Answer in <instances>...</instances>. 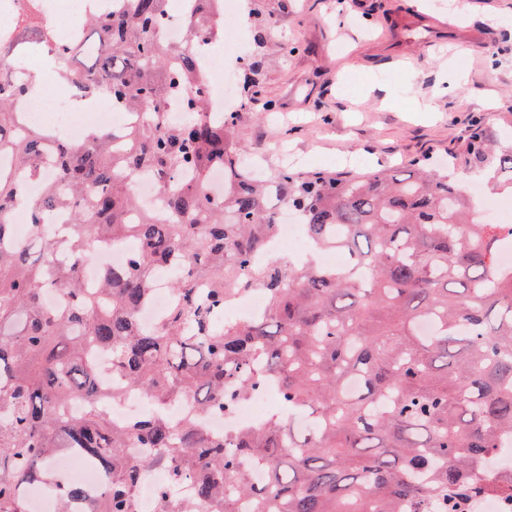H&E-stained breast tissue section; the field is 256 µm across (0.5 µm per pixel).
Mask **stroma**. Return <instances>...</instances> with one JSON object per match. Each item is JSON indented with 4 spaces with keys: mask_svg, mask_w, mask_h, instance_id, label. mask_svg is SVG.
I'll return each instance as SVG.
<instances>
[{
    "mask_svg": "<svg viewBox=\"0 0 512 512\" xmlns=\"http://www.w3.org/2000/svg\"><path fill=\"white\" fill-rule=\"evenodd\" d=\"M264 0L289 53L257 55L246 41L225 61L240 74L236 139L266 171L361 172L457 157L469 173L473 126L512 146V0ZM356 76L348 95L342 78Z\"/></svg>",
    "mask_w": 512,
    "mask_h": 512,
    "instance_id": "stroma-1",
    "label": "stroma"
}]
</instances>
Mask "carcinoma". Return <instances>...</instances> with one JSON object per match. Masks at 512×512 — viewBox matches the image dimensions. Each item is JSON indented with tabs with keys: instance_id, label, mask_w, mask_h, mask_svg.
I'll list each match as a JSON object with an SVG mask.
<instances>
[{
	"instance_id": "1",
	"label": "carcinoma",
	"mask_w": 512,
	"mask_h": 512,
	"mask_svg": "<svg viewBox=\"0 0 512 512\" xmlns=\"http://www.w3.org/2000/svg\"><path fill=\"white\" fill-rule=\"evenodd\" d=\"M198 2L186 28L213 45L223 0ZM168 5L91 9L107 50L82 69L69 68L72 46L57 50L65 77L135 115L126 131L93 130L76 145L29 128L12 103L30 78L0 73V154L15 160L14 173L0 170V512H29L24 489L54 484L58 512L75 502L83 512H137L136 486L155 467L171 484H193L189 500L159 488L158 512H241L246 500L254 512H467L484 493L512 500V469L487 471L500 439L512 438V271L497 262L512 232L476 220L462 181L435 164L253 176L234 139L238 113L205 115L193 45L174 61L158 38ZM39 15L29 0L6 26L36 47L51 37ZM253 15L263 45L271 23L260 4ZM172 96L182 118L169 122L161 113ZM469 149L478 175L512 193V150L478 132ZM45 158L57 179L30 198L24 182ZM214 166L224 168L217 201L206 190ZM140 173L164 179V204L134 222L129 180ZM275 204L299 215L317 248H342L348 265L253 267L276 233ZM19 208L37 234L20 244L9 223ZM56 211L70 214L67 232L40 236ZM128 237L140 250L86 290L78 263L90 245ZM163 269L177 305L144 328L139 312ZM228 273L266 292L264 315L222 323ZM206 278L213 287H196ZM52 289L67 306L45 303ZM99 353L119 379L110 392L96 381ZM267 376L288 409L313 414L312 429L273 419L226 441L202 427L204 414L231 410ZM350 379L355 395L344 389ZM123 388L159 408L191 395L196 415L175 426L160 412L115 424L101 403ZM73 397L87 402L81 417L64 413ZM63 451L105 474L97 498L62 482L54 463ZM243 455L267 466L264 484L240 471Z\"/></svg>"
}]
</instances>
